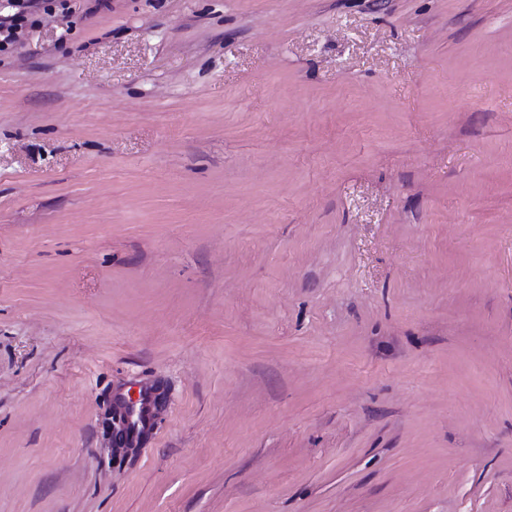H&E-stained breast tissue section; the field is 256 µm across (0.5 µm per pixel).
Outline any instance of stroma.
<instances>
[{
	"label": "stroma",
	"instance_id": "1",
	"mask_svg": "<svg viewBox=\"0 0 512 512\" xmlns=\"http://www.w3.org/2000/svg\"><path fill=\"white\" fill-rule=\"evenodd\" d=\"M70 2L0 55V512H512V0ZM135 404L130 410L132 422L134 423L135 439L145 436L150 430H154V418L152 417V406L154 398L151 393L139 391L135 399Z\"/></svg>",
	"mask_w": 512,
	"mask_h": 512
}]
</instances>
